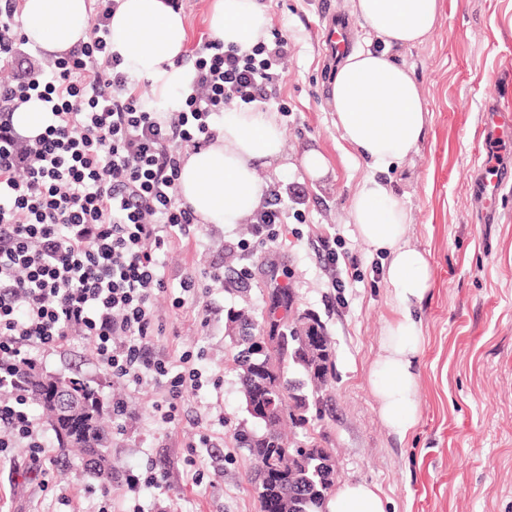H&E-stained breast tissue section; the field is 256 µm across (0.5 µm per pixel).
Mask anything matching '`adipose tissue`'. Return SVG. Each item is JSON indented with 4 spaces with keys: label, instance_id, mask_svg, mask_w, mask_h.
<instances>
[{
    "label": "adipose tissue",
    "instance_id": "adipose-tissue-1",
    "mask_svg": "<svg viewBox=\"0 0 512 512\" xmlns=\"http://www.w3.org/2000/svg\"><path fill=\"white\" fill-rule=\"evenodd\" d=\"M351 13L385 45L424 42L441 18L440 0H351ZM271 25L258 0H213L209 28L225 47L247 49L265 40ZM88 0H23L22 31L46 56L67 52L86 40ZM111 51L123 70L151 81L164 111L174 110L173 92L185 80L175 61L184 52L186 26L164 0H121L110 23ZM329 105L336 128L369 173L350 201L349 214L360 239L384 255L386 279L396 315L381 339L369 380L381 419L398 441L420 419L418 363L424 338L414 309L431 277L425 255L407 236L410 214L386 179L419 145L428 111L416 81L384 50L346 54L330 82ZM284 131L272 109L225 113L216 139L184 156L179 194L204 224H240L257 209L259 163L282 157ZM328 512H387L379 490L366 483L341 485Z\"/></svg>",
    "mask_w": 512,
    "mask_h": 512
}]
</instances>
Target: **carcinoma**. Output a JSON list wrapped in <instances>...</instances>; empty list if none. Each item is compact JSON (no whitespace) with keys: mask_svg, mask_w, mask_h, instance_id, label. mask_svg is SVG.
Here are the masks:
<instances>
[{"mask_svg":"<svg viewBox=\"0 0 512 512\" xmlns=\"http://www.w3.org/2000/svg\"><path fill=\"white\" fill-rule=\"evenodd\" d=\"M294 302L291 289L269 288L260 317L246 308L233 315L244 408L265 409L260 419L248 417L252 426L237 429L234 441L253 461L251 487L257 502L273 501L277 512H327L336 483L335 469L324 464L331 449L315 440H291L282 425L288 419L307 428L311 407L329 386L334 346L321 322L309 344L298 342V325L309 314L289 315ZM267 327L279 336L273 347L263 340ZM27 378L30 402L46 415L64 458L102 484L112 483V421L106 418L112 411L104 410L98 390L37 368Z\"/></svg>","mask_w":512,"mask_h":512,"instance_id":"carcinoma-1","label":"carcinoma"}]
</instances>
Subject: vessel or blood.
Returning a JSON list of instances; mask_svg holds the SVG:
<instances>
[{
    "label": "vessel or blood",
    "instance_id": "1",
    "mask_svg": "<svg viewBox=\"0 0 512 512\" xmlns=\"http://www.w3.org/2000/svg\"><path fill=\"white\" fill-rule=\"evenodd\" d=\"M483 151L476 170L473 194L479 203L496 199L512 175L501 167L498 156L500 144L512 138V111L496 105H488L483 117Z\"/></svg>",
    "mask_w": 512,
    "mask_h": 512
}]
</instances>
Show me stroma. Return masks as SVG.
I'll use <instances>...</instances> for the list:
<instances>
[{
  "mask_svg": "<svg viewBox=\"0 0 512 512\" xmlns=\"http://www.w3.org/2000/svg\"><path fill=\"white\" fill-rule=\"evenodd\" d=\"M272 18L270 30L288 39V57L276 82L289 113L282 158L260 166L262 185L302 183L308 200L302 218H289L246 287L217 282L207 296L213 308L200 326L192 306L158 308L163 333L157 350L178 363L184 350L200 349L219 378L187 395L179 425L157 428L150 418L158 391L116 389L79 341L38 354L44 372L79 376L104 402L122 392L130 417L113 420L112 462L117 473L148 464L163 467L167 488H142L129 499L112 486L110 512H259L249 475L253 463L236 448L235 429L246 417L227 321L232 308L261 313L270 286L267 262L287 268L299 311L320 316L332 336L335 358L322 416L310 434L333 449L336 481H365L387 499V512H512V184L496 202L494 223H483L472 199L471 172L488 102L512 106V0H441V21L423 43L390 49L391 59L417 81L429 121L415 152L390 175L396 197L409 210L408 242L424 253L430 286L416 307L425 338L419 361V424L398 441L382 422L369 371L380 338L393 316L394 300L381 255L370 252L349 219L354 192L367 174L364 162L342 139L327 104L334 63L324 42L328 19L351 23L360 48L378 41L351 16L350 0H260ZM323 153L326 174L309 178L304 155ZM337 237L355 266L329 271L319 266L316 240ZM248 227L203 224L196 238L177 244L166 278L177 284L187 270H202L228 240L244 239ZM342 288L332 289L333 276ZM206 433L214 453L197 447ZM209 464L223 459L212 483L192 480L188 457ZM25 449L0 462V512H99L101 486L79 472L58 476L43 465L37 477ZM68 504H60L59 492Z\"/></svg>",
  "mask_w": 512,
  "mask_h": 512,
  "instance_id": "35a3bbf8",
  "label": "stroma"
}]
</instances>
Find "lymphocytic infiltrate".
Masks as SVG:
<instances>
[{
	"label": "lymphocytic infiltrate",
	"instance_id": "lymphocytic-infiltrate-1",
	"mask_svg": "<svg viewBox=\"0 0 512 512\" xmlns=\"http://www.w3.org/2000/svg\"><path fill=\"white\" fill-rule=\"evenodd\" d=\"M18 5L0 0V454L21 447L40 463L50 446L20 382L33 351L84 341L114 380L162 389L152 404L162 429L202 388L193 351L174 365L156 350V303L171 296L164 260L198 232L178 193L183 150L213 142L235 104L279 103L288 40L277 33L240 50L200 38L188 59L176 61L185 70L177 109L153 112L142 104L139 80L108 49L119 0H93L89 39L48 64L29 47ZM34 98L46 114L42 132L30 138L13 115ZM302 201L295 187L263 189L249 219L251 242L225 243L239 257L234 284L250 280L255 246L274 244L291 204ZM223 279L220 261L186 271L172 307L197 305L208 325L203 297Z\"/></svg>",
	"mask_w": 512,
	"mask_h": 512
}]
</instances>
